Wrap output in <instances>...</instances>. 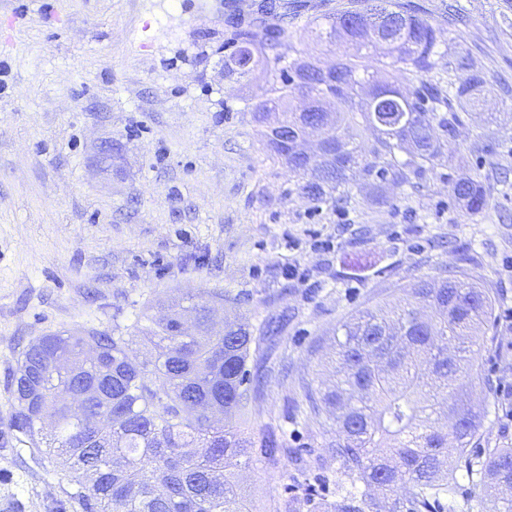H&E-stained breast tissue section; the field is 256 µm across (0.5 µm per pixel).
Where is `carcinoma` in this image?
Wrapping results in <instances>:
<instances>
[{
  "label": "carcinoma",
  "mask_w": 512,
  "mask_h": 512,
  "mask_svg": "<svg viewBox=\"0 0 512 512\" xmlns=\"http://www.w3.org/2000/svg\"><path fill=\"white\" fill-rule=\"evenodd\" d=\"M323 19L313 28L318 39H343L356 49L329 69L288 61L283 29L248 34L224 60L227 73L240 78L262 62L284 74L262 90L256 116L263 123L267 112L280 110L263 140L270 157L295 175L300 197L348 203L358 175L403 187L444 168L460 125L452 101L476 109L481 77L446 88L423 80L412 92L377 84L372 70L379 67L431 71L440 55L439 27L391 9L388 0H354ZM381 47L380 58L361 54ZM296 98L305 102L299 112L291 108ZM329 99L336 111L327 128L306 127L314 106ZM366 131L374 139L367 153L357 143ZM313 135L318 140L309 157L285 143ZM448 192L471 215L487 204L482 185L466 174L448 180ZM472 261L463 251L454 266L404 289V304L361 312L341 325L336 382L315 405L333 408V436L324 448L342 476L334 512H365L372 500L358 493L359 483L384 496L408 486L424 506L440 501L456 488L448 481L453 451L477 476L479 496L503 504L497 512H512V495L503 488L512 484V448H491L482 460L467 457L480 415L466 395L493 391L486 377H456L470 366L493 311L488 289L468 268ZM168 310L139 330L154 350L149 363L130 353L131 339L121 331L36 340L15 378L13 427L41 455L62 459L86 512H256L235 474L273 458L278 442L269 437L256 449L234 420L245 400L251 326L239 320L215 327L211 304L203 301L191 306L197 330L187 335L186 308L178 303Z\"/></svg>",
  "instance_id": "cac0c4a2"
}]
</instances>
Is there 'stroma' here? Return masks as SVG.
<instances>
[{
    "label": "stroma",
    "instance_id": "1",
    "mask_svg": "<svg viewBox=\"0 0 512 512\" xmlns=\"http://www.w3.org/2000/svg\"><path fill=\"white\" fill-rule=\"evenodd\" d=\"M0 0V512H85L77 486L13 431L14 376L51 334H111L160 315V302L224 295L256 338L247 436H275L274 463L241 474L257 512H332L328 411L306 389L332 377L340 323L391 309L402 288L458 250L495 299L475 372L490 377L473 448H512V0H393L443 36L432 83L477 72L483 125L462 113L447 175L415 186L358 181L346 207H312L269 157L254 117L262 65L239 78L224 57L259 24L284 27L290 59L330 66L346 45L317 40V18L349 0ZM112 141L110 171L98 146ZM467 174L487 205L448 194ZM448 192L455 202L462 203L470 215L479 213L487 204L482 185L469 175H457L448 180Z\"/></svg>",
    "mask_w": 512,
    "mask_h": 512
}]
</instances>
